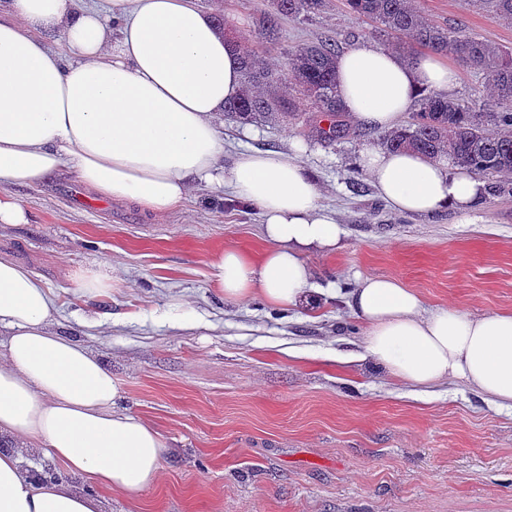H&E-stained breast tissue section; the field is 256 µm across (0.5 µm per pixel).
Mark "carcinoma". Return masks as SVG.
<instances>
[{"mask_svg": "<svg viewBox=\"0 0 512 512\" xmlns=\"http://www.w3.org/2000/svg\"><path fill=\"white\" fill-rule=\"evenodd\" d=\"M326 0H271L272 10L261 23L263 38L276 44L281 38L280 18L299 19L314 14ZM349 11L376 26L371 36L397 35L396 50L413 59L416 48L437 54L451 53L460 63L488 78L498 101L490 112L465 107L446 93L418 95L409 121L380 138L387 150H413L429 158L446 157L456 167L476 176L512 174V51L483 37L448 29L425 20L415 0H345ZM497 17L512 19V0H466ZM227 44L240 56L243 87L239 97L224 106V117L241 125H288L297 119L282 89L293 85L310 107L328 118L326 128H315L328 141L350 135L343 123V108L336 97V41L331 38L306 42L288 51L285 66L270 69L255 51L230 39Z\"/></svg>", "mask_w": 512, "mask_h": 512, "instance_id": "cac0c4a2", "label": "carcinoma"}]
</instances>
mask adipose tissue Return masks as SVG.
I'll return each instance as SVG.
<instances>
[{"label": "adipose tissue", "instance_id": "obj_1", "mask_svg": "<svg viewBox=\"0 0 512 512\" xmlns=\"http://www.w3.org/2000/svg\"><path fill=\"white\" fill-rule=\"evenodd\" d=\"M115 13L110 33L106 13ZM61 36L53 49L51 33ZM456 83L432 54L406 63L370 44L337 57L336 91L350 121L396 127L421 89ZM241 90L237 55L197 0H0V182L32 184L73 169L101 198L160 217L194 185L230 188L256 206L269 247L251 260L216 254L215 286L226 302L262 295L292 308L314 290L310 251H336L343 229L322 213L316 184L292 152H241L224 167L218 121ZM358 166L394 210L471 211L483 181L410 150L368 146ZM366 325L360 360L425 391L461 379L512 409V312L472 316L426 310L394 277L369 276L346 300ZM54 302L23 265L0 258V512H100L98 499L49 477L47 453L107 492L132 495L158 480L167 448L141 418L118 411L120 389L85 346L51 331Z\"/></svg>", "mask_w": 512, "mask_h": 512}]
</instances>
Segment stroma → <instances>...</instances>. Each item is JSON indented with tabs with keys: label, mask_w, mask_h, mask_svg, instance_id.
I'll return each mask as SVG.
<instances>
[{
	"label": "stroma",
	"mask_w": 512,
	"mask_h": 512,
	"mask_svg": "<svg viewBox=\"0 0 512 512\" xmlns=\"http://www.w3.org/2000/svg\"><path fill=\"white\" fill-rule=\"evenodd\" d=\"M226 34L279 66L289 48L324 37L369 42L371 24L344 0L305 20L283 19L267 44L270 0H199ZM425 18L465 27L512 49V21L463 0H416ZM224 163L246 149L289 151L319 203L343 228L341 247L308 261L320 287L296 309L254 296L225 303L215 255L233 246L258 258L267 244L256 207L203 185L164 218L86 192L72 169L13 185L25 224H0V256L38 275L55 304L51 325L86 346L119 384V410L152 425L168 453L157 483L135 496L64 481L103 497L106 512H512V410L461 381L419 395L372 364H343L365 327L346 304L362 278L392 276L426 309L473 316L512 311V195L485 196L469 215L402 214L356 164L378 130L324 143L308 126L225 121ZM359 189H352V182ZM105 264L113 286L78 288L77 269Z\"/></svg>",
	"instance_id": "1"
}]
</instances>
